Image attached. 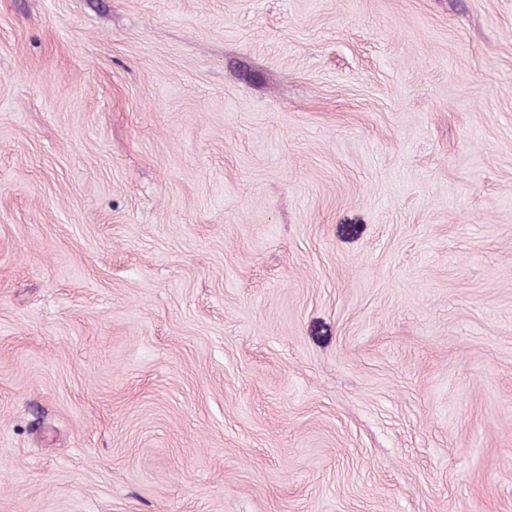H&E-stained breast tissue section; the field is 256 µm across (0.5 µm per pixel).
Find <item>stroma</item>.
<instances>
[{
  "label": "stroma",
  "instance_id": "obj_1",
  "mask_svg": "<svg viewBox=\"0 0 512 512\" xmlns=\"http://www.w3.org/2000/svg\"><path fill=\"white\" fill-rule=\"evenodd\" d=\"M0 512H512V0H0Z\"/></svg>",
  "mask_w": 512,
  "mask_h": 512
}]
</instances>
